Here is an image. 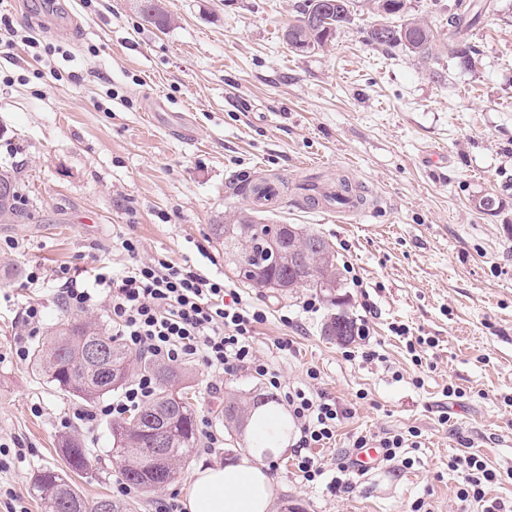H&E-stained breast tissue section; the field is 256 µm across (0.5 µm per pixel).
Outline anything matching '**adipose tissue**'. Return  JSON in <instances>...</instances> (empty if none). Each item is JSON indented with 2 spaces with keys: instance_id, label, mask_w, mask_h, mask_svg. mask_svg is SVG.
<instances>
[{
  "instance_id": "adipose-tissue-1",
  "label": "adipose tissue",
  "mask_w": 512,
  "mask_h": 512,
  "mask_svg": "<svg viewBox=\"0 0 512 512\" xmlns=\"http://www.w3.org/2000/svg\"><path fill=\"white\" fill-rule=\"evenodd\" d=\"M282 419L277 409L263 408L250 424L249 444L237 462L200 468L183 500L186 512H271L276 485L266 459L288 444Z\"/></svg>"
}]
</instances>
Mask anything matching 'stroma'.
I'll return each instance as SVG.
<instances>
[{
	"instance_id": "1",
	"label": "stroma",
	"mask_w": 512,
	"mask_h": 512,
	"mask_svg": "<svg viewBox=\"0 0 512 512\" xmlns=\"http://www.w3.org/2000/svg\"><path fill=\"white\" fill-rule=\"evenodd\" d=\"M163 2L175 17L166 30L136 0H0V21L17 33L12 53L0 54V166L19 170L31 213L0 223V486L17 495L0 499V512L17 503L42 512L33 475L63 468L67 436L90 452V470L74 478L88 499L112 496L123 481L111 418L90 431L71 423L80 400L33 376L11 346L31 301L44 307V329L68 317L111 329L107 302L62 307L53 275L101 260L120 274L131 263L127 237L139 259L223 279L261 308L258 356L283 385L346 410L335 439L313 451L325 465L313 483L295 467L300 432L290 423L289 450L268 460L274 512H412L420 501L427 512H482L458 499L450 468L468 446L502 476L487 500L512 512V0H491L460 32L480 52L464 71L440 48L425 64L405 46L368 43L367 0L310 53L282 37L301 0ZM342 178L366 199L351 222L301 196ZM255 180L284 186L281 208L259 211L263 223L297 224L330 244L339 305L326 300L307 314L309 289L253 288L229 272L213 227L249 207L240 187ZM483 197L492 210L477 208ZM35 261L47 277L31 288ZM339 306L369 327L368 340L325 336ZM401 324L435 347L408 354L392 331ZM285 336L292 350L277 349ZM181 368L199 433L223 435L224 445L198 449L174 480L128 497L132 512H155L160 499L184 495L200 466L241 454L243 438L224 427V399L268 390L199 359ZM450 385L458 394L448 398ZM411 428L410 464L350 471L334 487L336 460L357 436Z\"/></svg>"
}]
</instances>
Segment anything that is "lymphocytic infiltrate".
<instances>
[{
	"label": "lymphocytic infiltrate",
	"mask_w": 512,
	"mask_h": 512,
	"mask_svg": "<svg viewBox=\"0 0 512 512\" xmlns=\"http://www.w3.org/2000/svg\"><path fill=\"white\" fill-rule=\"evenodd\" d=\"M121 247L135 259L121 276L97 268L89 278L81 279L69 269H60L56 278L61 304L84 309L110 300L112 333L128 348L170 363L199 359L218 372L244 369L272 389L283 390L278 376L253 347L255 326L265 318L263 310L244 306L237 292L221 280L185 271L162 259L138 260V244L133 239H123ZM155 389L154 378L140 374L112 402L76 411L75 417L88 427L106 416L123 417L151 399ZM283 392L299 424L297 469L302 479L311 483L324 469L310 450L335 437L344 412L321 395L302 389ZM457 469L458 499L484 503V512H498V504H485L484 499L487 488L500 481V473L475 452L460 456Z\"/></svg>",
	"instance_id": "1"
}]
</instances>
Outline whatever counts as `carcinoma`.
Segmentation results:
<instances>
[{
	"mask_svg": "<svg viewBox=\"0 0 512 512\" xmlns=\"http://www.w3.org/2000/svg\"><path fill=\"white\" fill-rule=\"evenodd\" d=\"M377 16L406 13L405 0H372ZM354 0H303L301 17L288 25L284 39L290 49L311 52L324 48L336 31L352 19ZM139 10L159 29L173 24L172 14L162 0H139ZM478 13L474 5L448 15V34L443 46L454 64L464 70L475 66V50L458 39L460 30L475 23ZM382 21L369 26L367 39L379 46L403 45L427 63L434 55L435 36L427 24L408 18L391 25L386 35L375 32ZM0 221L6 224L23 220L26 211L19 202V184L15 173L0 170ZM216 240L224 244L225 260L235 277L244 284L277 290L310 288L333 298L343 287L333 251L321 236L308 233L296 224L281 232L280 245L291 256L290 265L270 264L271 248L268 225L253 219L251 213L240 211L225 224L214 225ZM356 322L346 311L330 316L324 325L325 335L349 342L355 337ZM101 346L112 356V373L103 379L82 364L85 351ZM143 369L152 373L158 387L155 396L129 417L112 422V457L120 463L124 480L142 492H150L174 478L177 471L190 463L200 439L195 426V413L188 393L176 388L182 372L171 365L139 356ZM33 373L46 382L86 402L112 393L125 383L132 362V353L103 328L92 321L69 319L56 325L46 342L34 348L31 355ZM268 404V397L256 390L243 396L224 400L227 427L241 435L244 425L256 409ZM165 434L163 456L159 464L149 467L157 454L156 436ZM61 448L66 468L83 473L89 467V456L79 440L64 438ZM33 489L43 501L44 512H128L108 497L88 500L79 487L64 473L45 469L33 479Z\"/></svg>",
	"mask_w": 512,
	"mask_h": 512,
	"instance_id": "carcinoma-1",
	"label": "carcinoma"
}]
</instances>
